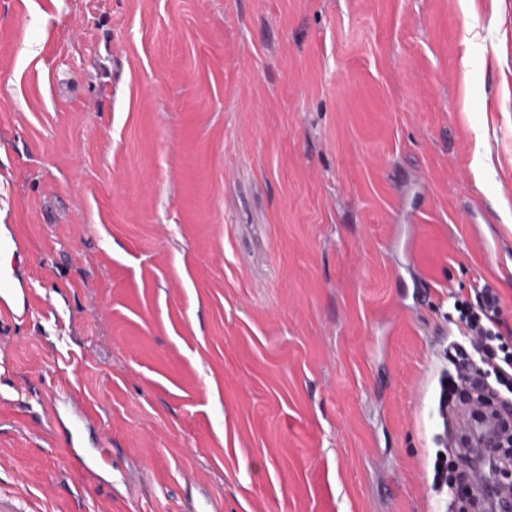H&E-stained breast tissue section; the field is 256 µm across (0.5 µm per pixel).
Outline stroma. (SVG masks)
<instances>
[{
  "instance_id": "1",
  "label": "stroma",
  "mask_w": 512,
  "mask_h": 512,
  "mask_svg": "<svg viewBox=\"0 0 512 512\" xmlns=\"http://www.w3.org/2000/svg\"><path fill=\"white\" fill-rule=\"evenodd\" d=\"M10 230L22 512H454L451 295L512 331V0H0ZM61 387L111 483L41 420Z\"/></svg>"
}]
</instances>
